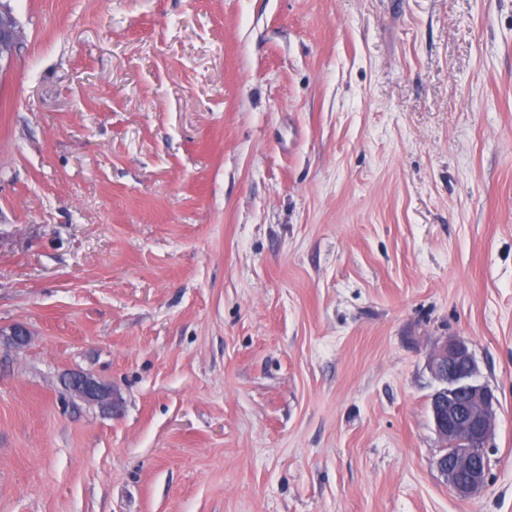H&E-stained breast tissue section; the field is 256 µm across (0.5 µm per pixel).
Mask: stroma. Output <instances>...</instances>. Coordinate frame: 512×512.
Segmentation results:
<instances>
[{
	"mask_svg": "<svg viewBox=\"0 0 512 512\" xmlns=\"http://www.w3.org/2000/svg\"><path fill=\"white\" fill-rule=\"evenodd\" d=\"M0 6V512H512V0ZM22 26L7 10H0V68L2 61L11 62L23 42ZM427 367L440 385L430 399L432 421L443 443L435 467L457 495L470 498L488 482L487 445L497 400L479 381L473 353L461 338L438 342L428 355ZM448 439L467 447L461 448L465 445L460 442L448 447ZM64 386L75 396L89 403H96L109 409L112 407L111 388L87 373L75 372L69 374L64 381Z\"/></svg>",
	"mask_w": 512,
	"mask_h": 512,
	"instance_id": "1",
	"label": "stroma"
}]
</instances>
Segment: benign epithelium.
Masks as SVG:
<instances>
[{
	"mask_svg": "<svg viewBox=\"0 0 512 512\" xmlns=\"http://www.w3.org/2000/svg\"><path fill=\"white\" fill-rule=\"evenodd\" d=\"M23 28L7 10H0V62L11 61L23 42ZM16 349L27 345L29 332L18 324L0 332V341ZM427 367L440 388L430 399L435 431L448 448V440L466 444L449 448L435 460L438 472L462 498L479 494L488 482L487 445L494 429L497 400L492 390L479 381V371L468 344L461 338L436 344L428 355ZM64 386L74 395L102 407L112 408V389L84 372L67 376Z\"/></svg>",
	"mask_w": 512,
	"mask_h": 512,
	"instance_id": "obj_1",
	"label": "benign epithelium"
}]
</instances>
